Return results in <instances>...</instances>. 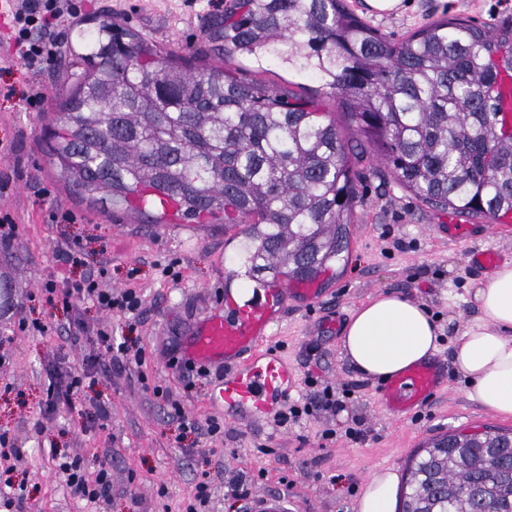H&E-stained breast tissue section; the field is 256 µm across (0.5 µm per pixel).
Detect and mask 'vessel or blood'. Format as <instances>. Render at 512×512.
<instances>
[{"mask_svg":"<svg viewBox=\"0 0 512 512\" xmlns=\"http://www.w3.org/2000/svg\"><path fill=\"white\" fill-rule=\"evenodd\" d=\"M321 289L305 284L265 288L251 298L225 290L217 305L199 318L185 346L187 362L223 370L224 378L211 397L214 409L223 411L230 423L267 420L287 402L295 374L278 351L268 347L270 330L276 326L289 300L314 303ZM444 382L439 361L412 367L380 389L382 407L396 416L422 407ZM287 493L267 490L253 495L246 512H297Z\"/></svg>","mask_w":512,"mask_h":512,"instance_id":"obj_1","label":"vessel or blood"}]
</instances>
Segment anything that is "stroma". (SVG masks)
<instances>
[{"instance_id": "obj_1", "label": "stroma", "mask_w": 512, "mask_h": 512, "mask_svg": "<svg viewBox=\"0 0 512 512\" xmlns=\"http://www.w3.org/2000/svg\"><path fill=\"white\" fill-rule=\"evenodd\" d=\"M362 20L392 40L445 15L476 23L512 17V0H407L402 12L367 13L364 0H347ZM75 20H60L63 37L56 60L39 73L27 71L6 38L8 19L0 12V177L9 179L0 193V210L13 223L0 224V284L9 298L0 301V431L8 432L22 457L13 474L26 483L24 512H183L201 479L209 481V512H242L243 500L227 496L230 479L247 492L281 489L296 499L300 512H356L363 486L376 470L405 474L411 456L436 436L460 430L512 431L503 419L468 397V382L451 361V349L464 327L478 315L475 288L488 276L470 267L465 245L442 241L438 225L449 214L425 205L386 173L369 155L358 166L355 222L348 259L336 274H325L321 305L298 302L270 338L272 347L293 368L297 387L290 400L304 403L330 386L350 389L336 414L320 411L282 429L274 422L225 424L209 438L181 430L171 410L152 389L169 390L185 415L197 421L213 416L210 397L218 370L187 368L181 362L188 329L199 314L214 306L229 273L241 268L239 226L200 224L180 217L155 224L117 209L92 208L64 186L45 155L43 129L69 80L74 53L86 52L89 36L102 18L135 29L162 51L195 63H221L241 78L321 101L347 139H355L338 100L327 97L320 82L302 77L278 62L257 71L244 58L223 59L204 33L219 14L215 0H83ZM48 95L30 108L24 92L30 84ZM55 211L75 216L70 224L51 220ZM80 244V261H58L57 242ZM103 271L104 283L119 290L141 288L139 316L99 310L89 302L48 304L41 290L48 280L83 278ZM400 294L424 305L442 333L438 356L447 382L433 400L409 420L383 411L378 381L356 372L342 353L340 330L356 308L378 294ZM334 313L339 330L316 334L324 313ZM40 321L44 332L20 331L19 318ZM112 328L143 350L142 366L115 367L98 373L89 396L107 404L102 427L85 425L77 409L66 405L43 416L48 369L56 354L75 374L86 373L96 352L95 331ZM332 440H322L324 430ZM70 454L108 457L112 496L94 505L74 497L55 473L51 447Z\"/></svg>"}]
</instances>
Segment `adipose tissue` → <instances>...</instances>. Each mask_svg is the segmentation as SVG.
I'll use <instances>...</instances> for the list:
<instances>
[{"label":"adipose tissue","mask_w":512,"mask_h":512,"mask_svg":"<svg viewBox=\"0 0 512 512\" xmlns=\"http://www.w3.org/2000/svg\"><path fill=\"white\" fill-rule=\"evenodd\" d=\"M479 315L453 346L456 369L467 377L469 396L494 414L512 417V263H502L491 280L476 288ZM439 328L420 303L381 294L351 316L343 354L365 377L384 381L423 363L438 352ZM399 477L373 473L357 502V512H394Z\"/></svg>","instance_id":"adipose-tissue-1"}]
</instances>
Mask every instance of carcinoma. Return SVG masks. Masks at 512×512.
Segmentation results:
<instances>
[{"instance_id":"obj_1","label":"carcinoma","mask_w":512,"mask_h":512,"mask_svg":"<svg viewBox=\"0 0 512 512\" xmlns=\"http://www.w3.org/2000/svg\"><path fill=\"white\" fill-rule=\"evenodd\" d=\"M207 37L224 55L277 57L318 76L391 176L466 218L512 214V118L493 96L512 73V21L445 16L393 42L344 0H235ZM59 100L49 162L78 198L147 215L243 224L244 275L313 282L349 250L356 163L317 100L192 67L139 33L98 24ZM435 440L408 468L399 512H512V433Z\"/></svg>"}]
</instances>
